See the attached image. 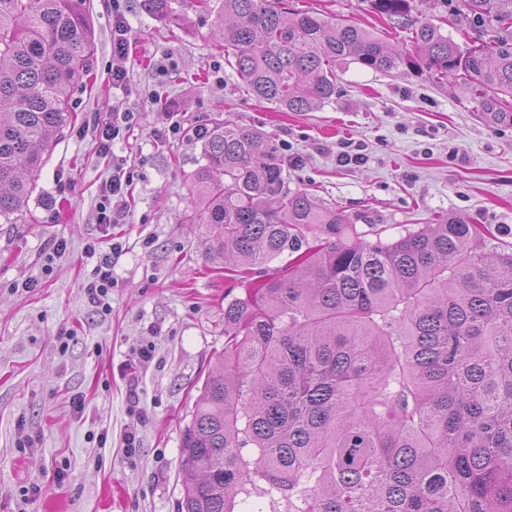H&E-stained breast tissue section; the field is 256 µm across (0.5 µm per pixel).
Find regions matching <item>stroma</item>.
<instances>
[{
  "label": "stroma",
  "instance_id": "stroma-1",
  "mask_svg": "<svg viewBox=\"0 0 512 512\" xmlns=\"http://www.w3.org/2000/svg\"><path fill=\"white\" fill-rule=\"evenodd\" d=\"M113 0H84L89 73L75 84L77 114L47 157L23 219L0 224V512H178L182 433L224 348V295L205 228L186 223L203 163L199 125L229 120L270 132L295 156L286 186L357 217L360 238L391 240L452 215L490 226L484 251L512 249V122L481 118L459 87L336 65V94L309 112L251 97L224 59L222 0H170L172 20L120 0L129 89L112 87ZM379 33L371 0H288ZM136 122L99 151L96 125L113 113ZM181 131L168 133L163 113ZM364 163L339 166L344 139ZM137 177L116 224L97 221L113 158ZM64 255L51 258L56 241ZM100 250L112 257V309L99 313L82 285ZM72 331L60 351V330ZM152 348L149 362L138 352ZM84 408L75 411L74 398ZM134 434L135 447L124 445ZM34 439L19 447L22 436Z\"/></svg>",
  "mask_w": 512,
  "mask_h": 512
}]
</instances>
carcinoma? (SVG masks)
<instances>
[{"mask_svg": "<svg viewBox=\"0 0 512 512\" xmlns=\"http://www.w3.org/2000/svg\"><path fill=\"white\" fill-rule=\"evenodd\" d=\"M83 0H0V223L16 224L43 154L71 123L93 49ZM412 51L347 19L281 0H224L225 60L260 102L308 112L352 58L383 73L460 84L512 120V0H433L497 36L457 42L372 0ZM142 7L170 17L169 0ZM192 178L206 252L230 277L288 253L282 273L224 299V350L180 448L179 512H512V251L487 225L445 216L384 241L285 189L261 129L216 121Z\"/></svg>", "mask_w": 512, "mask_h": 512, "instance_id": "1", "label": "carcinoma"}]
</instances>
